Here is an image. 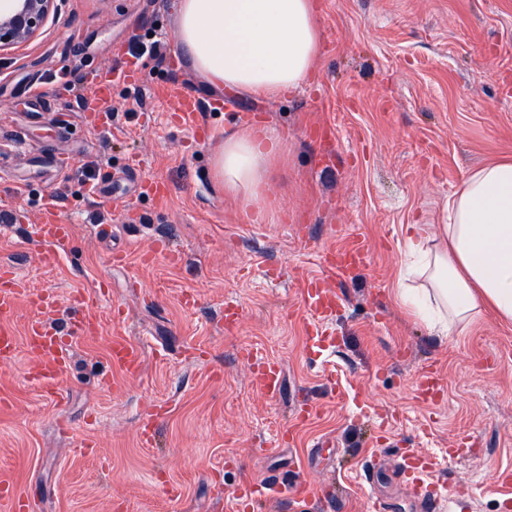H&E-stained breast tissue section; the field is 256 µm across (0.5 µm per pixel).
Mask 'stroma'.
Instances as JSON below:
<instances>
[{
  "mask_svg": "<svg viewBox=\"0 0 512 512\" xmlns=\"http://www.w3.org/2000/svg\"><path fill=\"white\" fill-rule=\"evenodd\" d=\"M178 2L61 0L40 35L0 52V215L12 223L0 263L57 296L54 326L77 292L98 298L101 323L70 343L51 399L28 377L38 312L19 299L18 349L0 365V472L30 512H325L239 497L270 476L330 485L332 512H507L512 323L487 311L439 336L395 288L405 225L442 223L471 170L512 159V0H316L314 78L276 99L200 78ZM134 34L164 40L169 60H132ZM107 76L111 112L77 108ZM178 83L202 103L194 121ZM245 125L288 144L262 213L212 173L225 134ZM47 200L72 227L52 267L26 235ZM163 238L180 262L158 254ZM358 238L364 265L325 277L324 250ZM312 282L339 298L323 343L307 339ZM116 336L142 346L137 374L113 368ZM267 363L282 369L273 398L251 378Z\"/></svg>",
  "mask_w": 512,
  "mask_h": 512,
  "instance_id": "stroma-1",
  "label": "stroma"
}]
</instances>
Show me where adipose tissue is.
<instances>
[{"label":"adipose tissue","instance_id":"1","mask_svg":"<svg viewBox=\"0 0 512 512\" xmlns=\"http://www.w3.org/2000/svg\"><path fill=\"white\" fill-rule=\"evenodd\" d=\"M177 24L200 76L270 98L300 88L322 49L315 0H180ZM283 157L270 130L239 128L215 156V178L227 195L259 206ZM405 246L414 262L396 297L429 328L446 336L486 309L512 322V161L469 174L445 223L409 225Z\"/></svg>","mask_w":512,"mask_h":512}]
</instances>
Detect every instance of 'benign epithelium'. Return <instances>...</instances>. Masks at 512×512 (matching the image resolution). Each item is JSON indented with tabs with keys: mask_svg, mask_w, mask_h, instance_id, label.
<instances>
[{
	"mask_svg": "<svg viewBox=\"0 0 512 512\" xmlns=\"http://www.w3.org/2000/svg\"><path fill=\"white\" fill-rule=\"evenodd\" d=\"M58 12V0H13L0 13V51L19 47L37 37L50 16Z\"/></svg>",
	"mask_w": 512,
	"mask_h": 512,
	"instance_id": "7a95c632",
	"label": "benign epithelium"
}]
</instances>
